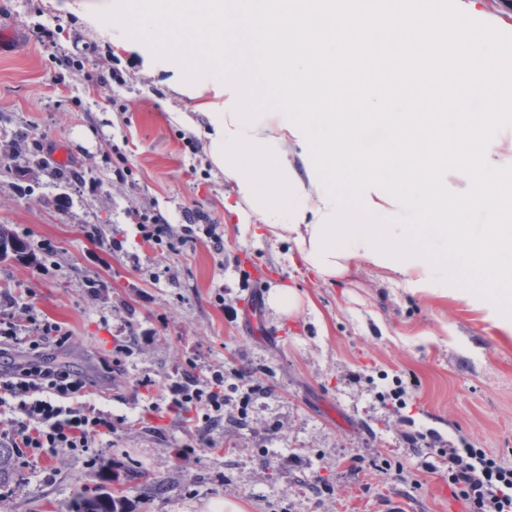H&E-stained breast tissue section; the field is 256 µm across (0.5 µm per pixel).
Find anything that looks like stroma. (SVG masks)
I'll return each instance as SVG.
<instances>
[{"instance_id":"stroma-1","label":"stroma","mask_w":512,"mask_h":512,"mask_svg":"<svg viewBox=\"0 0 512 512\" xmlns=\"http://www.w3.org/2000/svg\"><path fill=\"white\" fill-rule=\"evenodd\" d=\"M64 2L0 0V26L21 32L0 56V224L32 246L29 261H0V304L12 296L15 320L32 306L61 324L69 338L49 353L94 380L90 402L114 430L96 456L60 448L47 470L16 468L0 512H69L79 494L116 491L127 512H202L221 499L246 512H380L395 496L410 512H466L404 433L463 439L512 466V310L458 300L464 267L444 296L396 287L366 262L326 283L293 244L255 237L205 136L169 118L206 126L197 100ZM266 64L245 22L227 27L226 73L256 82ZM59 145L82 182L58 180L44 149ZM144 214L176 241H144ZM275 286L301 307L270 308ZM189 368L224 371L218 427L157 410ZM398 378L400 414L380 399Z\"/></svg>"}]
</instances>
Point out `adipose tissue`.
I'll return each instance as SVG.
<instances>
[{"label":"adipose tissue","instance_id":"1","mask_svg":"<svg viewBox=\"0 0 512 512\" xmlns=\"http://www.w3.org/2000/svg\"><path fill=\"white\" fill-rule=\"evenodd\" d=\"M357 2L343 0L338 8L333 0H73L71 8L112 44L147 51L155 68L175 73L178 91L202 98L210 158L246 204L242 222L261 217L270 236L294 243L319 278L336 279L365 261L394 274L397 287L444 296L449 271L435 258L440 251L472 271L458 298L499 309V285H512V224L501 221L512 198L499 189L500 168L512 163V138L500 134L493 117L512 108V75L502 74L497 94L461 133L481 166L450 174L422 166L424 157L442 150L439 138L421 142L398 130L371 162L343 143L338 116L324 111L318 96L324 88L340 92L342 81L308 49L315 38L333 46L340 29L357 31L366 44L392 28L404 36L419 28L432 33L451 19L470 30L489 20L483 0H379L375 13ZM244 18L265 46L290 48L287 70L265 71L281 111H251L257 87L240 86L219 69L224 28ZM171 25L180 37L169 49L160 35ZM510 53L508 27L495 41L460 45L477 89L491 62ZM287 142L301 148V169L283 157ZM341 177L349 181L356 213L347 212L336 193ZM422 177L432 187L426 196L414 190Z\"/></svg>","mask_w":512,"mask_h":512}]
</instances>
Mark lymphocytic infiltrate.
Returning a JSON list of instances; mask_svg holds the SVG:
<instances>
[{
	"label": "lymphocytic infiltrate",
	"instance_id": "1",
	"mask_svg": "<svg viewBox=\"0 0 512 512\" xmlns=\"http://www.w3.org/2000/svg\"><path fill=\"white\" fill-rule=\"evenodd\" d=\"M32 334L20 337L10 314H0V341H22L34 357L0 370V415L7 427L0 442L14 450L22 466H36L57 449L90 452L97 440L112 432L111 413L87 403L91 383L68 363L42 356L46 346H62L66 336L57 323L28 313ZM165 408L173 413L195 411L211 423L224 417V374L213 371L210 386H201L192 374L168 386ZM410 446L433 457L448 472V485L467 512H512V468L483 448L468 443L437 447L424 435L409 438Z\"/></svg>",
	"mask_w": 512,
	"mask_h": 512
}]
</instances>
